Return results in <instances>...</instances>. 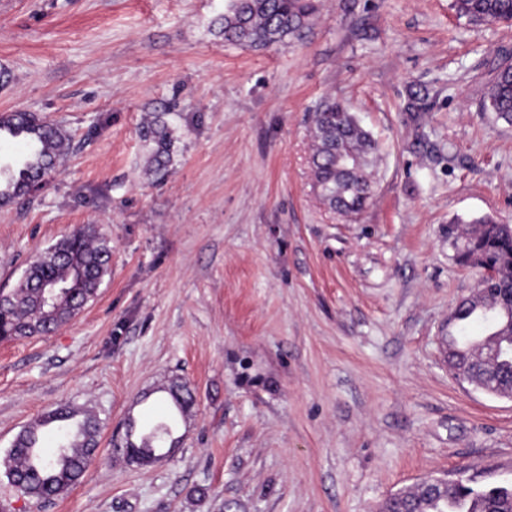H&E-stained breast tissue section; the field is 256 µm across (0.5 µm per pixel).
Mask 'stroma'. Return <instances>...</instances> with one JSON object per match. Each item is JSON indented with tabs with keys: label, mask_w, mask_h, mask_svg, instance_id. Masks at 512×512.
I'll use <instances>...</instances> for the list:
<instances>
[{
	"label": "stroma",
	"mask_w": 512,
	"mask_h": 512,
	"mask_svg": "<svg viewBox=\"0 0 512 512\" xmlns=\"http://www.w3.org/2000/svg\"><path fill=\"white\" fill-rule=\"evenodd\" d=\"M300 37L225 43L224 0H0V113L60 124L69 149L0 205V289L75 228L109 234L98 294L55 332L0 342V512H382L448 473L512 481V401L455 380L448 317L477 284L454 217L512 224V124L485 110L512 26L452 0H317ZM427 109H406L411 92ZM345 103L379 146L357 219L312 187L313 115ZM170 161L147 174L142 127ZM195 402L152 465L128 417ZM101 422L63 496L13 487L17 434L60 405ZM143 137L153 147L148 158L150 170H160L169 160L170 138L165 122L161 116L154 119L145 127ZM130 431H128L125 452L127 456L140 465H149L159 459L156 454V448L147 443H135L130 439Z\"/></svg>",
	"instance_id": "stroma-1"
}]
</instances>
